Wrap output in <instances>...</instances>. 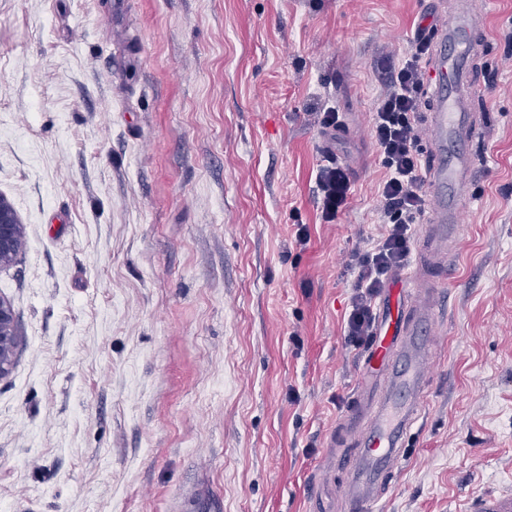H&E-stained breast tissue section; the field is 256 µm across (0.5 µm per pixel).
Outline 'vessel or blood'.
Instances as JSON below:
<instances>
[{"mask_svg": "<svg viewBox=\"0 0 512 512\" xmlns=\"http://www.w3.org/2000/svg\"><path fill=\"white\" fill-rule=\"evenodd\" d=\"M482 8L481 0H456L433 37L429 217L412 269L392 281L380 303L376 339L361 362L363 380L339 423L343 512H376L425 407L435 335L447 312L445 284L462 238L466 189L476 174L471 146L479 117L471 106V71L483 47ZM463 512H512V490L475 494Z\"/></svg>", "mask_w": 512, "mask_h": 512, "instance_id": "obj_1", "label": "vessel or blood"}]
</instances>
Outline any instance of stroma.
I'll return each instance as SVG.
<instances>
[{"instance_id":"35a3bbf8","label":"stroma","mask_w":512,"mask_h":512,"mask_svg":"<svg viewBox=\"0 0 512 512\" xmlns=\"http://www.w3.org/2000/svg\"><path fill=\"white\" fill-rule=\"evenodd\" d=\"M452 3L0 0V194L25 226L0 270L22 337L0 512H315L366 353L344 336L359 255L385 229L376 63ZM511 29L492 0L452 311L379 512L512 488ZM332 153L351 190L328 222Z\"/></svg>"}]
</instances>
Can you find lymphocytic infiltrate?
Masks as SVG:
<instances>
[{
	"label": "lymphocytic infiltrate",
	"mask_w": 512,
	"mask_h": 512,
	"mask_svg": "<svg viewBox=\"0 0 512 512\" xmlns=\"http://www.w3.org/2000/svg\"><path fill=\"white\" fill-rule=\"evenodd\" d=\"M429 52L430 41L420 34L401 59L384 58L377 64L385 91L372 113L371 132L385 170L377 196L386 229L359 258L360 271L345 325L348 341L357 347L371 342L372 301L384 282L407 265L412 227L420 223L427 208L417 114L422 106L427 79L424 61ZM349 185L348 170L343 165L322 170L318 188L324 194L326 218H333L346 203Z\"/></svg>",
	"instance_id": "lymphocytic-infiltrate-1"
}]
</instances>
